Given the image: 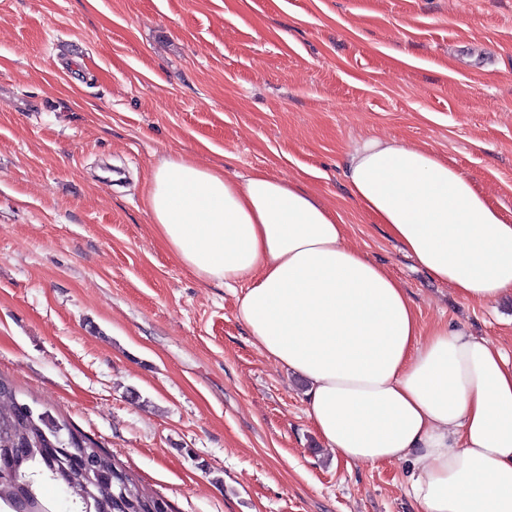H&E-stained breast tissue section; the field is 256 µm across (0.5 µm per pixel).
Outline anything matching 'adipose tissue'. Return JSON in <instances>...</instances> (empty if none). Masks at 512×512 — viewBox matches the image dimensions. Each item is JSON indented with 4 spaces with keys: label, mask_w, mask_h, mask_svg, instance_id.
Returning <instances> with one entry per match:
<instances>
[{
    "label": "adipose tissue",
    "mask_w": 512,
    "mask_h": 512,
    "mask_svg": "<svg viewBox=\"0 0 512 512\" xmlns=\"http://www.w3.org/2000/svg\"><path fill=\"white\" fill-rule=\"evenodd\" d=\"M348 191L464 300L512 295V222L432 150L370 138ZM161 243L201 280L241 288L255 344L303 378L306 413L346 462L411 460L421 512H512V360L465 330H423L391 273L345 244L303 181L233 178L184 154L144 189Z\"/></svg>",
    "instance_id": "adipose-tissue-1"
}]
</instances>
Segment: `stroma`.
<instances>
[{"mask_svg": "<svg viewBox=\"0 0 512 512\" xmlns=\"http://www.w3.org/2000/svg\"><path fill=\"white\" fill-rule=\"evenodd\" d=\"M431 149L512 221V0H0V376L174 512H419L411 464L345 462L306 384L162 245L171 152L303 179L424 329L512 357L350 198L361 141Z\"/></svg>", "mask_w": 512, "mask_h": 512, "instance_id": "1", "label": "stroma"}]
</instances>
